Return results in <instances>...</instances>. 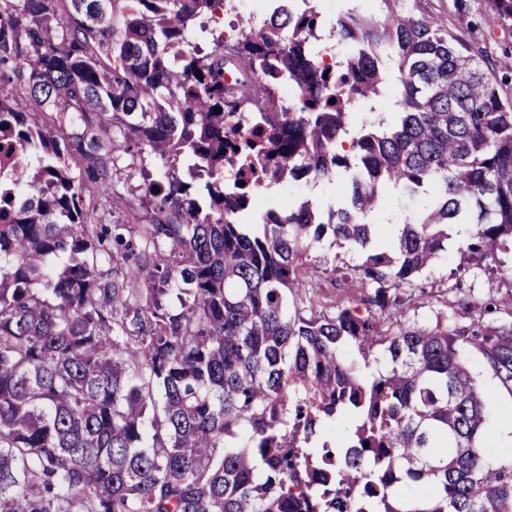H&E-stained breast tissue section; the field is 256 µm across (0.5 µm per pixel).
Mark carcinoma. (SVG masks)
<instances>
[{"label":"carcinoma","mask_w":512,"mask_h":512,"mask_svg":"<svg viewBox=\"0 0 512 512\" xmlns=\"http://www.w3.org/2000/svg\"><path fill=\"white\" fill-rule=\"evenodd\" d=\"M379 2L331 24L352 45L333 76L312 8L205 52L190 34L224 0H0V136L37 163L14 201L0 184L18 209L0 224V512H512V457L488 458L462 357L512 392V300L464 293L469 320L424 325L405 293L450 224L473 225L459 291L512 246V51L456 39L421 0ZM485 15L512 23V0ZM385 57L396 112L353 134L352 108L387 94ZM254 115L257 139L226 153ZM119 139L130 165L161 166L146 224L103 221ZM256 165L276 183L342 174L350 204L270 208L251 236L239 217L267 184L239 193L224 171ZM388 183L426 202L381 251ZM326 236L362 256L331 293L310 262ZM348 417L342 445L321 439Z\"/></svg>","instance_id":"carcinoma-1"}]
</instances>
